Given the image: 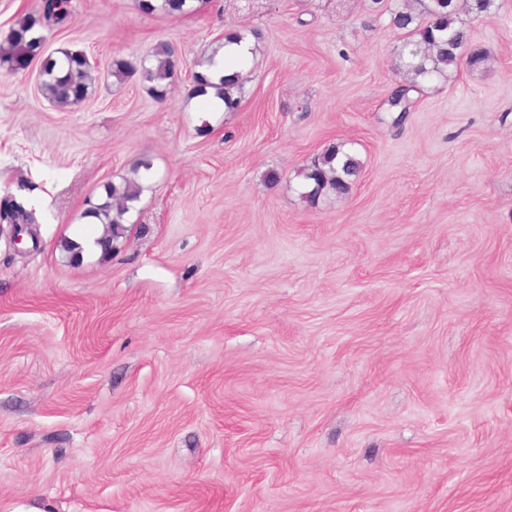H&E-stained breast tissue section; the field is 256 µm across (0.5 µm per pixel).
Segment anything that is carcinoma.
<instances>
[{
  "label": "carcinoma",
  "instance_id": "1",
  "mask_svg": "<svg viewBox=\"0 0 512 512\" xmlns=\"http://www.w3.org/2000/svg\"><path fill=\"white\" fill-rule=\"evenodd\" d=\"M493 6L494 0H399V5L390 11V25L406 34L398 51L406 80L388 99L389 111L401 113L395 122H400L402 115L413 107L412 93L419 91L423 84L456 70L467 56L473 40L461 15L480 17L490 13ZM139 8L145 14L160 11L171 17H184L197 11L189 0H161L157 4L153 0H139ZM69 15L68 0H42L38 9L19 15L0 40V68L11 72L23 53L39 55L45 40L41 31L66 24ZM60 54L59 58L48 55L41 60L40 90L57 107L71 108L88 97L96 81L95 67L81 52L62 50ZM174 58L172 46L160 43L149 61L113 60L112 76L120 81L135 78L147 86L156 100L164 101L175 75ZM244 80L238 72L221 78L217 94L224 102V111L238 109ZM361 168L357 153L348 143H332L298 172L302 180L301 197L314 205L330 195H345ZM150 170V160H138L132 177L106 184L104 201L85 210L83 217L102 225L96 243L103 252H111L114 242L125 234L131 204L139 200L142 180ZM0 221L32 224L34 215L15 202L0 212Z\"/></svg>",
  "mask_w": 512,
  "mask_h": 512
}]
</instances>
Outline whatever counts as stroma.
I'll list each match as a JSON object with an SVG mask.
<instances>
[{
  "instance_id": "obj_1",
  "label": "stroma",
  "mask_w": 512,
  "mask_h": 512,
  "mask_svg": "<svg viewBox=\"0 0 512 512\" xmlns=\"http://www.w3.org/2000/svg\"><path fill=\"white\" fill-rule=\"evenodd\" d=\"M392 3L70 0L43 51L87 54L86 100L0 69V203L36 218L0 237V512H512V0L468 21L488 67L400 122ZM241 29V105L207 113L193 75ZM161 42L160 103L111 70ZM339 141L359 177L309 205ZM142 158L116 251L71 262ZM151 2L161 3L153 5ZM139 8L145 14L161 11L171 17H184L197 11V7L187 0H139ZM362 168L355 150L340 141L330 144L310 165L298 172L301 197L311 205L330 195H345Z\"/></svg>"
}]
</instances>
